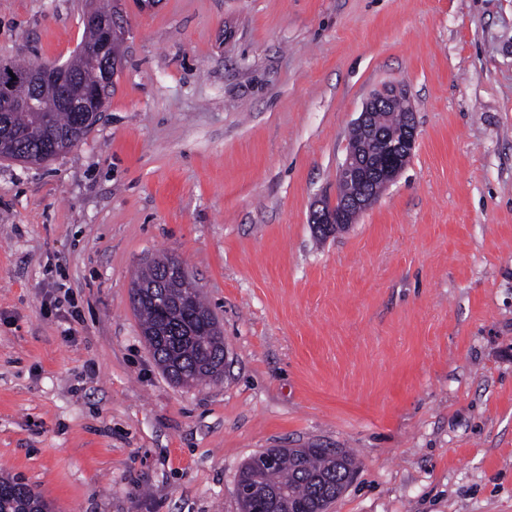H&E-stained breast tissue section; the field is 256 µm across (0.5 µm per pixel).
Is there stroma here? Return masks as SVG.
<instances>
[{
    "label": "stroma",
    "instance_id": "35a3bbf8",
    "mask_svg": "<svg viewBox=\"0 0 512 512\" xmlns=\"http://www.w3.org/2000/svg\"><path fill=\"white\" fill-rule=\"evenodd\" d=\"M99 0H0V61L66 63ZM108 107L0 158V473L54 512H240L269 448H342L329 512H512V0H114ZM416 147L315 235L353 122ZM181 261L224 376L153 359L131 284ZM364 191L360 194H354L340 200L336 197V202L329 200L320 201L317 207L313 210L311 216V222L315 225V228L322 227L327 228V232L331 230V225H347L353 224L357 215L364 210L368 209L373 203V197L369 200L364 196ZM314 219L315 223L313 222Z\"/></svg>",
    "mask_w": 512,
    "mask_h": 512
}]
</instances>
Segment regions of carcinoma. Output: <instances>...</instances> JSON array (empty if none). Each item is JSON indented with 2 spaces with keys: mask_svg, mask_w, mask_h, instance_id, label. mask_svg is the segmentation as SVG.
Wrapping results in <instances>:
<instances>
[{
  "mask_svg": "<svg viewBox=\"0 0 512 512\" xmlns=\"http://www.w3.org/2000/svg\"><path fill=\"white\" fill-rule=\"evenodd\" d=\"M70 64L79 68L81 80L89 85L98 82V72L80 55ZM14 121L27 128V135L15 152L6 157H35L44 145L46 131L26 113L19 112ZM94 117L83 130L74 127L70 112L54 113L55 131L79 142L96 124ZM160 277V261L150 265L133 284L134 308L141 318L142 334L156 363L175 384L212 380L224 368V336L215 318L199 295L184 308L187 291L182 279L170 280L166 287L155 288ZM273 464L263 469L244 465L239 478L247 483L256 474L263 481L285 491L302 505L305 512L316 508L324 497L336 499L344 489L345 475L353 472L354 458L329 448H270ZM0 512H51L48 505L24 483L8 474H0Z\"/></svg>",
  "mask_w": 512,
  "mask_h": 512,
  "instance_id": "1",
  "label": "carcinoma"
}]
</instances>
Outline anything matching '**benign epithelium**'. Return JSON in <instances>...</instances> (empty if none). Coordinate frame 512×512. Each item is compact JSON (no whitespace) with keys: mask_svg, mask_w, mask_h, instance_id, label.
Segmentation results:
<instances>
[{"mask_svg":"<svg viewBox=\"0 0 512 512\" xmlns=\"http://www.w3.org/2000/svg\"><path fill=\"white\" fill-rule=\"evenodd\" d=\"M87 30L97 34V40L83 46V53L93 58L100 79L98 83L84 89L80 96L70 95L76 76L68 64H43L26 71H17L10 64L0 62V113L35 112L39 121L51 128V114L64 110L73 113L76 121L84 120L92 113L100 114L107 106L103 87L113 82L122 58L119 44L113 41V31L119 30L116 14L103 15L95 10L83 17ZM41 85H53L60 91L56 103H46L37 96ZM399 105L406 112L402 126L384 129L375 124V116L391 105ZM362 137L348 141L346 158L339 168L342 181L361 186L378 184L385 188L396 180L410 157L417 138L414 115L402 93L386 87L369 97L353 123ZM374 203L364 194H354L336 202L321 201L313 210L315 226L331 228V225L354 223L355 218Z\"/></svg>","mask_w":512,"mask_h":512,"instance_id":"1","label":"benign epithelium"}]
</instances>
